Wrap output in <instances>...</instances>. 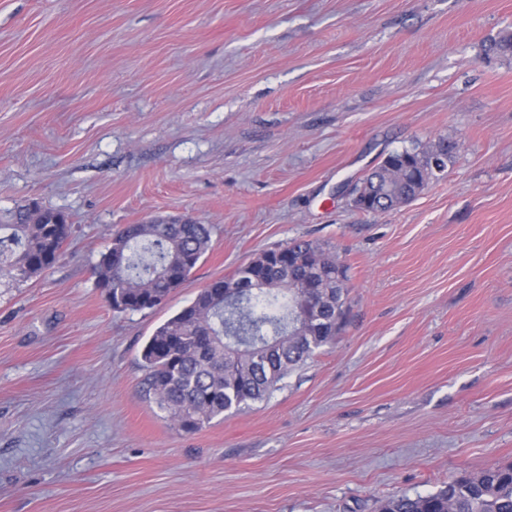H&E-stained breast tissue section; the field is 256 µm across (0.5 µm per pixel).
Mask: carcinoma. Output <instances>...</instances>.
<instances>
[{
  "mask_svg": "<svg viewBox=\"0 0 512 512\" xmlns=\"http://www.w3.org/2000/svg\"><path fill=\"white\" fill-rule=\"evenodd\" d=\"M486 58L512 55V32L485 46ZM432 150L388 154L355 185L353 203L368 212L404 205L438 179L456 157L445 138ZM71 224L38 202L0 224V276L26 281L61 257ZM207 224H128L111 234L94 267L96 282L114 310L143 311L163 304L210 248ZM346 267L320 243L296 240L261 252L229 277L202 289L158 326L142 350L144 396L185 433L226 412L268 398L289 372L331 344L347 321ZM243 292L229 303L224 291ZM379 512H512V465L489 467L449 482L434 493L400 494Z\"/></svg>",
  "mask_w": 512,
  "mask_h": 512,
  "instance_id": "cac0c4a2",
  "label": "carcinoma"
}]
</instances>
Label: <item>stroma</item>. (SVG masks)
<instances>
[{"mask_svg": "<svg viewBox=\"0 0 512 512\" xmlns=\"http://www.w3.org/2000/svg\"><path fill=\"white\" fill-rule=\"evenodd\" d=\"M512 0H0V222L68 215L63 258L0 280V512H378L512 465ZM444 178L353 207L388 154ZM189 217L211 247L116 312L113 230ZM295 240L347 269L334 342L267 400L179 432L142 349L209 283ZM454 144L448 139H440L436 143L437 155L431 148L405 149L388 154L355 185V207L368 212H384L410 202L422 192L420 187L424 179L429 185L443 178V175H435L433 163L440 173L444 172L456 157Z\"/></svg>", "mask_w": 512, "mask_h": 512, "instance_id": "obj_1", "label": "stroma"}]
</instances>
